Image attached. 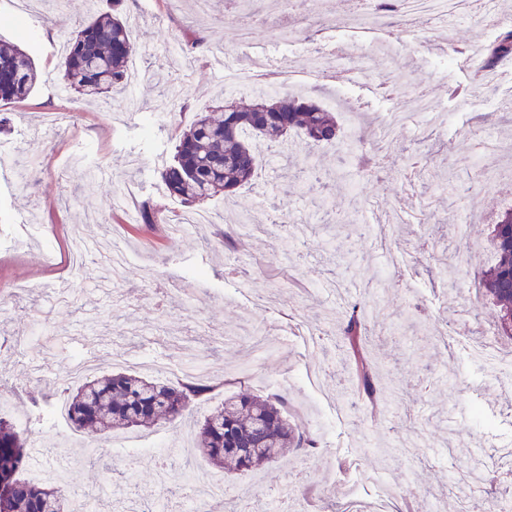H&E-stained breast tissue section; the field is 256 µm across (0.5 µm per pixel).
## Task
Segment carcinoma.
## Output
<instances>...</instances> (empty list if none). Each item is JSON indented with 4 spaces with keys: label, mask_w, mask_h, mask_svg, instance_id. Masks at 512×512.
I'll return each instance as SVG.
<instances>
[{
    "label": "carcinoma",
    "mask_w": 512,
    "mask_h": 512,
    "mask_svg": "<svg viewBox=\"0 0 512 512\" xmlns=\"http://www.w3.org/2000/svg\"><path fill=\"white\" fill-rule=\"evenodd\" d=\"M122 3L112 0V10L98 14L82 0L88 19L66 40L62 69L66 88L83 99L100 101L104 94L122 88L127 79L138 44L120 11ZM509 56L512 29L506 28L485 47L484 67L492 68ZM38 82L39 71L28 51L14 43L0 44V103L27 99ZM292 131L308 145L331 143L341 135L330 109L273 90L259 92L249 105L228 103L220 119L200 115L180 135L173 161L162 167L165 189L190 206L231 193L248 183L261 165L258 144ZM399 159L417 173L425 167L424 157L416 150L403 148L389 157ZM490 248L495 262L482 273L479 292L496 306L497 334L512 340V206L504 208L493 224ZM377 315L372 306L358 305L339 327L355 365L356 391L374 404L378 372L357 345L369 335ZM212 389L202 377L173 384L136 372L104 375L75 388L67 399V415L90 437L116 429L147 428L182 416ZM195 448L216 468L229 466L245 472L275 462L291 450L311 454L318 449V441L291 423L286 397L241 394L224 399L204 419ZM27 458V440L11 418L0 416V512H75L57 484L34 483L21 476Z\"/></svg>",
    "instance_id": "obj_1"
}]
</instances>
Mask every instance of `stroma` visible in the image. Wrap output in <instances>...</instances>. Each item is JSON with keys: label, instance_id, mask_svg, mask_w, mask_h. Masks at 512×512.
<instances>
[{"label": "stroma", "instance_id": "obj_1", "mask_svg": "<svg viewBox=\"0 0 512 512\" xmlns=\"http://www.w3.org/2000/svg\"><path fill=\"white\" fill-rule=\"evenodd\" d=\"M357 10V0H308L300 19L285 24L268 0L234 7L210 0L202 17L193 0H124L140 46L132 62L145 78L113 92L103 107L56 93L62 43L86 19L78 0H39L27 12L18 0H0V40L15 42L16 19L25 16L27 49L41 73L27 100L0 106L9 127L0 133V288L46 286L0 303V336L20 340L0 353V413L16 410V394L42 393L41 413L23 432L32 442L28 467L59 471L96 495L97 512H124L135 492L156 489L162 470L169 486L187 492L196 474L222 481L223 498L207 500L206 512H224L229 501L263 512L286 490L296 503L282 512H336L350 494L366 507L387 493L459 512L452 482L477 465L490 479L471 493L469 512H488L512 486L495 465L497 449L512 442V347L502 346L494 362L470 351L495 321L474 283L493 259L487 237L502 204L489 183L463 193L472 167L496 176L512 169V110L502 107L512 100V59L478 75L475 52L498 34L490 16H460L442 27L391 12L374 26ZM254 11L267 15L266 24L238 42L235 28ZM191 29L210 51L188 60L172 48ZM363 38L368 79L327 80L337 56L359 60ZM216 58L223 73L211 66ZM257 68L272 82L296 73L301 95L317 101L343 89L342 142L311 151L324 185L312 188L304 144L290 135L294 163L267 157L251 184L204 204L209 223L153 245L133 229V209L147 202L173 220L189 213L166 192L160 169L197 113L221 110L232 96L225 75L248 77ZM385 77L410 94L426 89L432 111L448 119L446 135L431 133L405 104L412 117L393 127L392 141L431 159L413 184L403 165L373 178L352 157L354 116L378 126L395 110L372 90ZM476 129L490 132L495 150H474ZM70 155L77 167L57 166ZM268 211L306 225V246L282 248L291 230L277 227L226 250L227 225ZM76 224L92 247L108 243L125 254L120 287L92 264L78 276L65 270ZM367 282L374 290L366 296ZM361 300L382 313L364 345L387 403L378 418L353 398L354 368L336 334ZM86 352L96 353L100 376L143 358L203 366L218 383L217 402L282 393L320 450L227 476L193 446L208 411L200 405L180 422L98 435L85 452L82 432L55 421L49 396L68 388V358ZM132 435L148 447L133 464L115 446Z\"/></svg>", "mask_w": 512, "mask_h": 512}]
</instances>
